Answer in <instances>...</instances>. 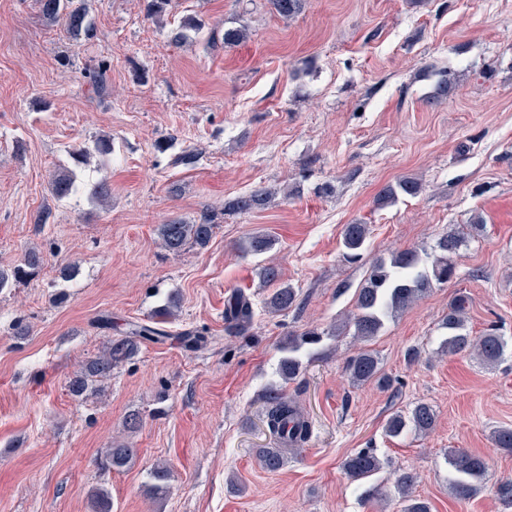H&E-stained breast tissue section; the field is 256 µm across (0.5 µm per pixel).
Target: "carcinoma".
I'll return each instance as SVG.
<instances>
[{"instance_id":"1","label":"carcinoma","mask_w":512,"mask_h":512,"mask_svg":"<svg viewBox=\"0 0 512 512\" xmlns=\"http://www.w3.org/2000/svg\"><path fill=\"white\" fill-rule=\"evenodd\" d=\"M42 17L47 23L60 26L75 37L90 39L94 36V24L89 17L86 0H38ZM303 0H269L272 9L281 17L288 18L297 13ZM204 22L196 17L185 18L180 27L173 30L171 40L179 43L186 39L189 30L201 31ZM88 83L97 92L107 88V67L104 64L86 73ZM106 157L112 154V138L101 136L93 141V146L73 151L75 160L82 163L91 154ZM73 187V172L59 168L52 179V189L58 196L69 194ZM422 190V184L414 178L399 179L385 185L378 193L376 204L385 207L395 203L401 196L414 197ZM277 194L272 188H260L250 195L225 203V207L237 212H248L265 208ZM216 225L205 218L200 223L191 224L179 218H172L157 226V237L162 247L173 254H179L188 247L202 249L211 241ZM370 234L369 225L361 222L346 224L341 231L345 249L344 259L357 262ZM465 238L448 233L440 237L433 247V253L421 257L414 249H405L385 259H375L368 270L364 283L355 292V311L349 313L338 325L327 332L316 328L305 330L297 335H288L281 341L282 357L278 364L280 381L265 387L262 399L267 404L266 424L269 431L280 443L278 448H260L257 451L262 469L268 472L280 470L289 451L299 449L311 434V424L300 405L288 398L284 384L296 380L307 366L325 355L323 336H339L352 333L364 343L353 355L346 359L345 371L351 382H376L381 387L390 386V379L380 367L378 356L365 346L373 340L384 325V321L406 310L424 297L436 284H445L455 275L454 256L464 245ZM274 241L267 234H255L239 245L244 254L259 255L272 248ZM45 263L43 252L30 249L25 252L22 264L8 272L0 269V290L5 288L10 278H19L41 268ZM260 275L266 284L276 288L266 299L265 305L272 315H282L298 308V289L281 282V271L274 265L262 267ZM180 303L170 295L163 304L153 310L143 322L112 324L105 320L107 328L116 332L100 352L87 360L81 369L69 380L73 395L80 396L93 385L112 374V369L131 359L139 346L146 342L159 343L170 338V333L161 328L177 316ZM467 299L460 296L448 308L441 328L445 330L443 349L450 355L465 352L477 357L484 365L493 367L504 356L507 341L493 329L475 336L467 326ZM227 331L232 335H243L250 329L253 312L249 299L235 293L230 296L224 309ZM186 348L199 350L207 346L208 337L196 331H185L179 336ZM436 416L426 403L414 405L410 412L392 414L386 423V432L398 436L406 430L423 434L433 429ZM495 447L512 452V427H499L493 431ZM133 451L123 445L105 449L100 456L102 465L113 470H121L132 459ZM448 488L458 499L466 500L477 494L485 475V462L463 449L448 452ZM344 468L354 481H362L375 476L382 469L380 458L372 448H361L349 455ZM153 489L157 494L166 492L171 479V469L157 465L151 470ZM417 482L416 474L403 472L397 479V491L404 503L403 512H430L428 503L412 495Z\"/></svg>"}]
</instances>
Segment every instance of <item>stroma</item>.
<instances>
[{
	"label": "stroma",
	"mask_w": 512,
	"mask_h": 512,
	"mask_svg": "<svg viewBox=\"0 0 512 512\" xmlns=\"http://www.w3.org/2000/svg\"><path fill=\"white\" fill-rule=\"evenodd\" d=\"M87 4L95 35L76 42L37 0H0V268L31 248L46 259L0 290V512H92L99 488L112 512H400L395 481L407 470L431 512H512L495 494L512 478V454L491 440L512 426V0H305L289 19L268 0H171L159 23L142 0ZM188 16L204 31L173 44ZM244 23L246 42L208 46L210 30ZM101 62L110 70L100 95L85 72ZM439 70L456 88L434 104ZM100 135L111 136V156L74 164L72 149ZM184 151L194 165L177 164ZM61 166L74 173L62 198L51 188ZM405 177L422 193L378 207V191ZM102 180L106 205L91 196ZM279 185L289 198L224 209ZM476 214L485 229L460 249L456 277L369 344L392 386L351 383L344 364L357 342L325 340V358L286 390L310 438L280 471L263 470L255 451L277 440L261 394L277 379L280 340L353 311L371 258L431 250ZM174 217L212 218L208 247L165 251L156 228ZM355 221L370 234L350 263L340 233ZM257 233L273 248L241 255L237 243ZM269 264L299 288L300 309L268 314ZM239 291L253 324L231 336L224 305ZM171 294L181 312L170 339L142 344L94 392L73 396L70 377L112 335L97 318L141 321ZM460 296L474 334L494 328L508 342L494 367L439 351L441 320ZM20 323L29 335H17ZM186 330L213 342L188 351L177 339ZM419 402L435 410L433 430L387 436L389 416ZM132 413L134 433L123 427ZM117 444L133 448L131 462L102 468L101 449ZM362 448L385 462L368 482L343 468ZM455 448L486 464L467 500L448 489ZM158 463L172 471L163 496L149 479ZM233 475L242 492L230 489ZM372 484L386 499L368 497ZM277 193L278 192L275 191V189L263 187L253 191L248 196L228 201L225 203L224 209L227 207L228 209L237 212L260 210L265 208Z\"/></svg>",
	"instance_id": "obj_1"
}]
</instances>
